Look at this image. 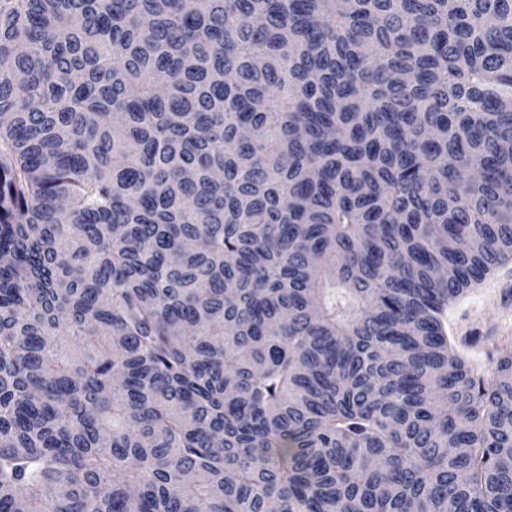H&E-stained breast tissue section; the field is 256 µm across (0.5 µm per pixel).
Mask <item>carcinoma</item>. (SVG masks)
Instances as JSON below:
<instances>
[{
    "label": "carcinoma",
    "mask_w": 512,
    "mask_h": 512,
    "mask_svg": "<svg viewBox=\"0 0 512 512\" xmlns=\"http://www.w3.org/2000/svg\"><path fill=\"white\" fill-rule=\"evenodd\" d=\"M0 512H512V0H0ZM501 304H509L502 320ZM448 336L474 373L485 378L499 360L512 357V259L448 308Z\"/></svg>",
    "instance_id": "obj_1"
}]
</instances>
